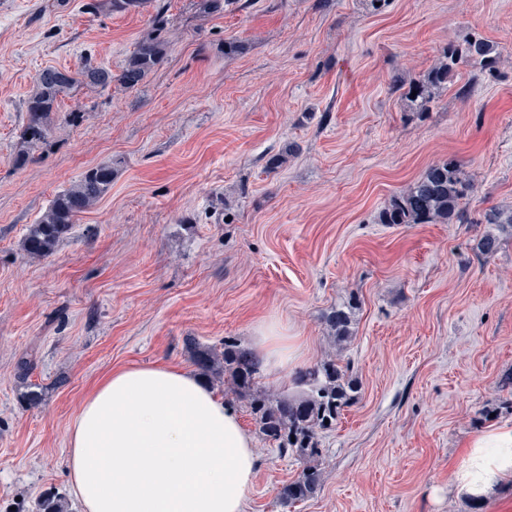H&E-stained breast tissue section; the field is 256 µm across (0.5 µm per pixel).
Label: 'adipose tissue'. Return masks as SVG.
<instances>
[{"instance_id":"adipose-tissue-1","label":"adipose tissue","mask_w":512,"mask_h":512,"mask_svg":"<svg viewBox=\"0 0 512 512\" xmlns=\"http://www.w3.org/2000/svg\"><path fill=\"white\" fill-rule=\"evenodd\" d=\"M67 472L81 512H243L253 439L235 409L168 364L107 372L67 434ZM450 488L478 502L512 482V423L466 441Z\"/></svg>"}]
</instances>
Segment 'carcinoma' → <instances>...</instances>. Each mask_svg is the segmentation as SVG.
Segmentation results:
<instances>
[{
    "label": "carcinoma",
    "instance_id": "obj_1",
    "mask_svg": "<svg viewBox=\"0 0 512 512\" xmlns=\"http://www.w3.org/2000/svg\"><path fill=\"white\" fill-rule=\"evenodd\" d=\"M157 0H89L86 9L93 13H136L148 16L133 51L117 75L87 59L77 70L49 66L36 78V87L25 102L28 115L16 145L13 163L25 167L31 152L50 145L51 129L62 96L79 87L105 89L117 83L124 89L138 88L163 60L169 48L165 32L169 19L156 7ZM229 0H197L203 16L224 13ZM477 60L485 67L497 61L494 45L482 39L462 44L448 43L437 62L423 74L400 85L404 109L409 116H421L431 110L458 65ZM110 166L87 169L70 188L53 198L48 210L30 225L21 241V249L34 258L53 255L67 237L79 216L101 201L112 187ZM473 185L453 160L433 164L405 189L394 194L376 217L379 224H454L468 220L465 201ZM494 224L499 232H487L477 240L475 250L482 257H492L501 248L500 233L512 230V210H490L480 219ZM359 298L353 294L348 303L333 308L326 322L330 337L341 347L352 337L351 324ZM192 361L200 374L227 388L246 402L249 415L262 438L301 465L297 477L279 491L281 503L290 507L314 497L322 484L319 458L321 434L336 429L345 409L359 399L362 384L348 364L329 357L297 377L299 394L275 393L260 385L261 359L234 337L224 339V347L194 346ZM63 501L55 493L45 494L38 502V512H63Z\"/></svg>",
    "mask_w": 512,
    "mask_h": 512
}]
</instances>
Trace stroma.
Returning a JSON list of instances; mask_svg holds the SVG:
<instances>
[{
	"instance_id": "obj_1",
	"label": "stroma",
	"mask_w": 512,
	"mask_h": 512,
	"mask_svg": "<svg viewBox=\"0 0 512 512\" xmlns=\"http://www.w3.org/2000/svg\"><path fill=\"white\" fill-rule=\"evenodd\" d=\"M86 0H0V512L40 496L79 506L67 431L92 386L118 366L193 362L188 342L253 348L290 336L298 361L263 374L273 391L340 355L362 381L321 437L324 482L286 509L300 466L256 436L244 512H498L507 486L471 504L449 465L492 423L512 421V237L476 254L484 211L512 209V0H231L202 17L164 0L171 45L137 89L63 97L50 146L13 165L25 102L48 66L84 57L119 72L146 27L93 15ZM495 45L494 71L465 62L431 112L407 118L395 87L448 43ZM238 41L240 53L224 44ZM292 147L283 167L272 154ZM472 179L466 224L376 223L389 198L432 164ZM96 165L110 192L50 257L20 249L53 197ZM360 297L353 335L331 343L324 317ZM30 361L42 394L17 378ZM495 417H486V409Z\"/></svg>"
}]
</instances>
